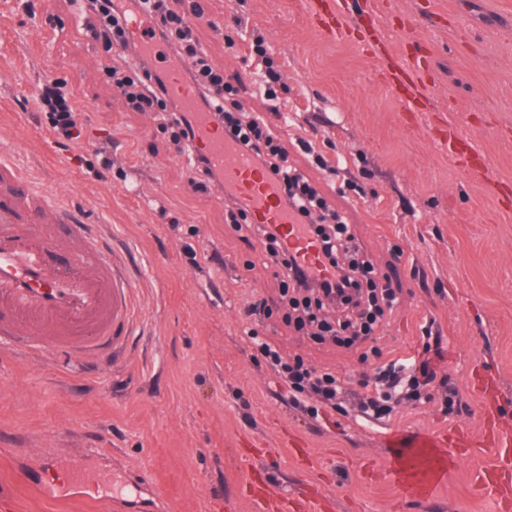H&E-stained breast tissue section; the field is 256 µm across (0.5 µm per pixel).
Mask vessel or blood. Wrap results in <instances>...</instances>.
<instances>
[{
	"instance_id": "1",
	"label": "vessel or blood",
	"mask_w": 512,
	"mask_h": 512,
	"mask_svg": "<svg viewBox=\"0 0 512 512\" xmlns=\"http://www.w3.org/2000/svg\"><path fill=\"white\" fill-rule=\"evenodd\" d=\"M323 32L342 37L358 24L341 0H307ZM421 60L394 53L385 81L408 109H423L427 89ZM200 145L224 171L258 224H274L285 246L307 263L318 249L281 203L278 187L252 159L199 122ZM128 254H117L99 225L79 223L70 206L44 192L14 159L0 152V352L36 358L65 349L80 355L125 352L137 328L136 280Z\"/></svg>"
}]
</instances>
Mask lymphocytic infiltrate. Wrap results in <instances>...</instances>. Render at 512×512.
I'll return each mask as SVG.
<instances>
[{
  "instance_id": "lymphocytic-infiltrate-1",
  "label": "lymphocytic infiltrate",
  "mask_w": 512,
  "mask_h": 512,
  "mask_svg": "<svg viewBox=\"0 0 512 512\" xmlns=\"http://www.w3.org/2000/svg\"><path fill=\"white\" fill-rule=\"evenodd\" d=\"M79 17L88 18L86 32L97 42L112 49L110 65L103 69L106 82L135 112H153L157 127L178 154L187 156L188 184L191 191L208 194L223 188L224 175L208 155L196 149V114L207 112L215 126L280 188L281 202L317 241L318 259L325 276L313 275L282 241L273 224L248 223V211L232 191L225 190L224 207L236 231H245L261 245V263L272 268L282 292L318 286L321 298L304 305V321L320 326L319 310L325 300L347 288H366L369 302L367 319L360 326L341 324L338 335L369 340L382 329L398 300L389 281L381 280L373 263L361 248L343 217L330 209L327 199L306 175L288 163V145L280 129L256 113L230 109L226 97L232 86L225 81L223 69L213 65L198 48L197 21L205 17L203 0H71ZM150 13L154 25L152 40L162 42L172 57L188 64L183 78L195 91L196 112L183 111L180 102L167 90V73L161 70L143 44L129 40L126 27L134 10ZM244 60L257 68L262 97L267 112L287 111L283 97V75L265 34L253 31L241 45ZM46 127L61 143L83 149L87 126L72 89L67 82L54 79L45 83L34 102ZM272 372L277 396L287 397L289 405L312 420L352 404L355 416L371 415L374 422L391 421L405 405L438 403L444 413L458 411L462 405L460 390L448 378L438 377L432 359L395 355L378 369L374 382L362 383L360 391H351L336 373L317 369L297 357L283 356L279 347L259 339L256 329H249Z\"/></svg>"
}]
</instances>
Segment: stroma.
Masks as SVG:
<instances>
[{"mask_svg":"<svg viewBox=\"0 0 512 512\" xmlns=\"http://www.w3.org/2000/svg\"><path fill=\"white\" fill-rule=\"evenodd\" d=\"M351 2L378 12L398 50L431 59L425 111H407L358 34L323 38L305 0L207 2L224 26L202 27L201 46L251 112L265 110L253 68L229 44L255 29L267 35L288 77L285 133L311 141L341 171L312 167L294 145L290 162L319 183L400 287L377 352L364 356L269 321L257 329L354 388L375 373L378 354H420L431 327L441 338L436 371L457 384L465 411L406 406L383 428L342 412L312 422L278 399L244 332L247 302H280L257 264L259 243L231 230L217 194L188 190L186 157L104 82L105 51L67 0H33L30 12L22 0H0V149L64 196L81 222L107 225L113 249L133 255L144 304L121 363L0 356V448L19 449L0 458V495L14 497L16 512H133L127 480L142 470L171 512H257L251 495L263 489L303 495L309 512H499L498 497L476 479L512 480V459L492 438L512 434V0ZM36 25L43 40L28 43ZM49 62L72 87L89 136L111 132L113 172L95 176L92 151L75 162L49 130L29 134ZM20 112L28 128L15 125ZM448 124L484 159L488 178L436 146L433 128ZM344 178L359 192L339 194ZM163 208L180 217V231L163 223ZM189 245L198 265L184 253ZM411 459L433 494L409 489ZM52 460L107 481L111 497L83 500L62 474L56 500L18 485L17 471Z\"/></svg>","mask_w":512,"mask_h":512,"instance_id":"1","label":"stroma"}]
</instances>
